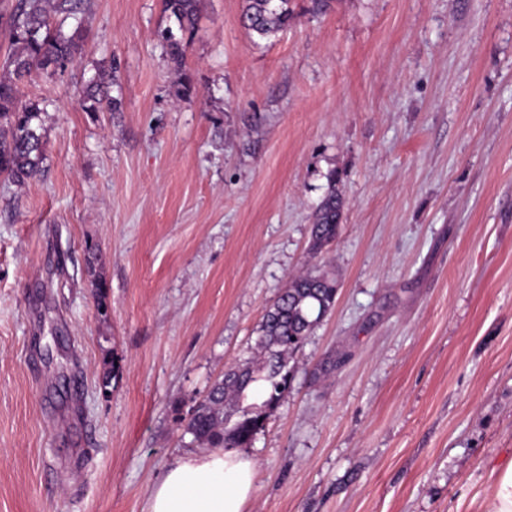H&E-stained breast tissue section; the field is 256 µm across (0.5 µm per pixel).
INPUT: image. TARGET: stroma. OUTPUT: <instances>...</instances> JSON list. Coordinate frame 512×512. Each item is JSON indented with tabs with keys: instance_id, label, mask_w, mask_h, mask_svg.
Here are the masks:
<instances>
[{
	"instance_id": "35a3bbf8",
	"label": "stroma",
	"mask_w": 512,
	"mask_h": 512,
	"mask_svg": "<svg viewBox=\"0 0 512 512\" xmlns=\"http://www.w3.org/2000/svg\"><path fill=\"white\" fill-rule=\"evenodd\" d=\"M244 6L202 0L178 67L164 0H87L78 62L19 85L43 163L0 175V512H144L306 271L336 305L244 447L246 512H486L512 464V0H291L268 38ZM110 68L119 111H85ZM344 199L336 190L329 186L328 192L317 205L313 215L311 251L314 255L334 242L339 234Z\"/></svg>"
}]
</instances>
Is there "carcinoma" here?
Here are the masks:
<instances>
[{"mask_svg":"<svg viewBox=\"0 0 512 512\" xmlns=\"http://www.w3.org/2000/svg\"><path fill=\"white\" fill-rule=\"evenodd\" d=\"M201 0H165L176 29L164 34L171 61L182 63L188 43L184 35L196 27ZM85 0H17L9 25L12 51L0 76V174L18 185L37 176L42 163V114L37 103L17 106V85L36 69H59L81 57L85 33L77 14ZM289 0H246L243 26L266 37L288 26L293 18ZM115 71L100 70L87 86L84 108L115 112L121 101L112 96ZM344 199L336 175L313 215L311 251L317 255L339 234ZM336 281L309 273L294 278L267 311L257 340L258 359L228 369L196 402L187 418H178L181 439L188 447L238 448L261 431L288 392L292 375L288 357L334 307ZM261 383L259 399L240 407L253 384Z\"/></svg>","mask_w":512,"mask_h":512,"instance_id":"carcinoma-1","label":"carcinoma"}]
</instances>
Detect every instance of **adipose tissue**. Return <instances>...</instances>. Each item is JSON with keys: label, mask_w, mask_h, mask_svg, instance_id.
<instances>
[{"label": "adipose tissue", "mask_w": 512, "mask_h": 512, "mask_svg": "<svg viewBox=\"0 0 512 512\" xmlns=\"http://www.w3.org/2000/svg\"><path fill=\"white\" fill-rule=\"evenodd\" d=\"M257 475L256 461L242 451L187 452L153 484L144 512H245Z\"/></svg>", "instance_id": "ef3b65f1"}]
</instances>
